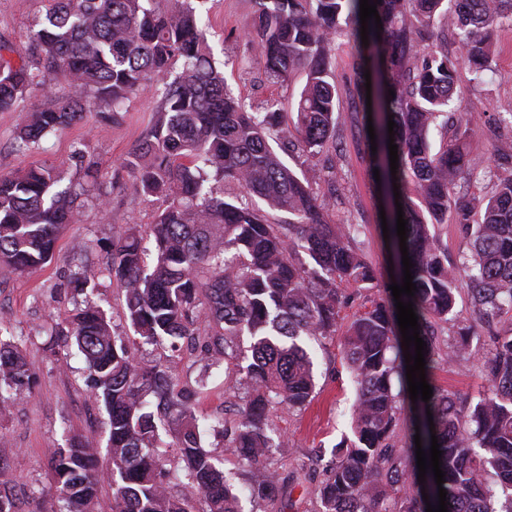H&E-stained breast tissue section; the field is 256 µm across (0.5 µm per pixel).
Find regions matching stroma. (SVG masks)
<instances>
[{
    "mask_svg": "<svg viewBox=\"0 0 512 512\" xmlns=\"http://www.w3.org/2000/svg\"><path fill=\"white\" fill-rule=\"evenodd\" d=\"M47 8V0H0V38L25 47L31 21ZM198 11L207 25L213 55L224 63V76L235 94L256 106L272 97L285 102L294 99L304 84L303 72H295L285 88L269 85L258 76L243 36L254 16V0H203ZM495 42L491 69L482 82L473 81L469 72L460 74L459 96L463 103L477 104V111H458L448 122L449 138H456L467 126L480 133L470 149L473 174L456 189L465 199L491 192L492 184L485 175L490 155L495 147L512 146V133L505 131L498 137L487 133L491 113L512 112V23L499 26ZM357 60L353 44L338 40L330 58L340 101L335 155L308 158L291 152L285 154L284 161L297 174L306 176L319 195L333 196L329 222L358 225V240L368 259L385 273L390 253L382 232L366 117L354 85ZM155 107L152 94L141 92L126 102L116 120L90 115L83 124L47 137L37 150L23 146L16 138L20 114L0 112V174L27 168L36 161L55 163L67 156L73 142L84 140L91 147L90 168L68 171L67 176L81 183L100 184L109 197L104 214L92 203L84 204L79 223L64 228L52 260L41 268L20 275L0 267V320H5L9 334L21 340L23 353L37 373L34 387L14 392L9 412L0 416V482L15 486L27 512H55L57 508L49 450L62 443L63 433L98 441L99 466L104 469L109 465L104 446L106 413L86 390L84 362L76 354L58 361L46 345L44 331L72 312L75 299L64 283L80 264L98 281L96 300L116 335L129 332L122 315V290L107 274L106 245L114 228L149 224L155 217L156 202L134 192L133 176L123 165L146 136ZM328 165L336 168L332 183L323 176ZM315 369L316 389L311 402L298 411L279 412L276 420L279 432L288 437V453L275 456L286 484L283 495L273 500H243V512H315L313 491L327 474L334 445L348 430L355 398L354 385L340 363L339 339L324 341L315 356ZM432 380L467 402L478 401L489 389L487 374L476 360L441 365L434 370Z\"/></svg>",
    "mask_w": 512,
    "mask_h": 512,
    "instance_id": "1",
    "label": "stroma"
}]
</instances>
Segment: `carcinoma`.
<instances>
[{"mask_svg": "<svg viewBox=\"0 0 512 512\" xmlns=\"http://www.w3.org/2000/svg\"><path fill=\"white\" fill-rule=\"evenodd\" d=\"M370 2L377 3L383 30L370 19L364 45L360 0H255L245 38L264 81L284 85L295 71L305 73L286 109L272 99L255 110L228 89L191 0H54L45 15L34 17L25 55L13 58L16 49L0 40V112L24 114L17 138L28 147L90 112L118 114L141 90H153L157 99L150 132L124 161L134 191L157 202L154 222L119 227L108 246V273L122 287L132 336L116 335L90 299L51 332L84 358L86 387L107 414L112 455L105 474L84 437L51 449L56 512H92L104 482L112 486V512H242L240 491L202 445L194 407L211 370L228 359L239 363L245 389L233 415L212 418L209 430L247 467L251 498L275 497L282 486L271 454L284 441L273 443L270 413L308 404L315 391L312 344L340 328L356 390L352 437L337 444L336 461L316 489L318 512L437 507L430 468L422 495L416 446L398 453L392 444L401 407L412 403L394 298L380 288L381 274L357 244V225L329 223V200L273 148L292 137L298 150L314 157L336 139L339 101L327 59L342 36L359 54L360 92L366 57L374 61L371 118L380 183L391 193L393 184L413 182L414 196L399 202L416 291L401 299L412 302L418 316L426 373L471 358L472 327H459L446 353L436 340L454 313L459 283L467 284L491 340L480 357L491 382L485 397L461 405L433 384L430 400L418 401L422 449L430 453L436 433L448 512H512V329H492L503 309L512 310V169L500 171V160L512 155L495 154L490 195L464 202L455 187L471 175L474 132L465 129L454 144L436 148L432 142L433 131L448 128L459 70L465 66L478 79L489 67L494 30L512 20V0ZM450 35L456 57L440 51ZM60 77L76 89L74 97L27 107L32 92L50 96ZM390 120L397 124L394 175ZM88 154L89 144L78 141L58 166L0 175L1 265L26 274L51 260L61 228L78 223L81 197L106 210L100 188L64 182V168H84ZM226 184L238 192L224 195ZM452 207L468 240L456 264L448 262L436 231ZM476 208L481 223L470 224ZM278 212L288 221L273 220ZM71 284L85 294L98 288L84 271L74 272ZM355 305L359 310L341 326V313ZM245 336L250 345L244 351ZM184 342L204 360L194 388L169 370ZM144 346L168 352L165 362L144 363L137 356ZM35 382L21 343L0 340V409L13 392ZM170 424L176 425L178 465L164 469L160 459L169 444L161 431ZM182 479L197 490L199 502L171 491ZM0 512H21L11 486L0 484Z\"/></svg>", "mask_w": 512, "mask_h": 512, "instance_id": "obj_1", "label": "carcinoma"}]
</instances>
